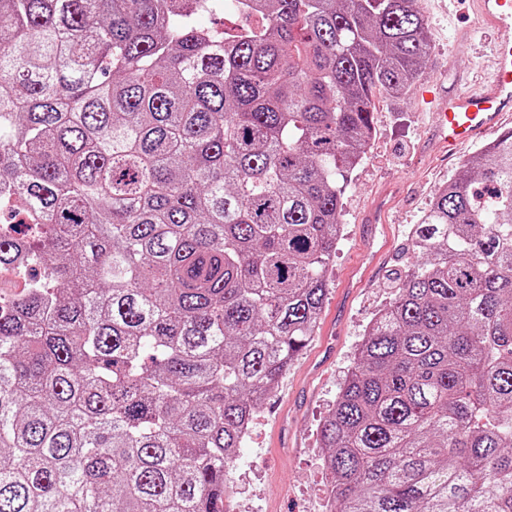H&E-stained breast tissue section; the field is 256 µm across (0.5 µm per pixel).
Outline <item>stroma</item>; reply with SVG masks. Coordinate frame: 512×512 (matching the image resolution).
Returning a JSON list of instances; mask_svg holds the SVG:
<instances>
[{"mask_svg":"<svg viewBox=\"0 0 512 512\" xmlns=\"http://www.w3.org/2000/svg\"><path fill=\"white\" fill-rule=\"evenodd\" d=\"M431 30L429 74L467 73L479 83L491 40L458 46V31L475 28L469 0H420ZM375 132L342 198L343 236L329 267L318 329L259 407L252 429L225 480L237 486L240 512H326L329 476L317 430L336 402L358 345L377 313L395 295L397 275L413 261L409 231L435 192L454 176L472 146L448 150L435 137L431 112L410 89L404 98L380 93ZM384 209L388 247L371 282L344 289L365 244L369 213Z\"/></svg>","mask_w":512,"mask_h":512,"instance_id":"1","label":"stroma"}]
</instances>
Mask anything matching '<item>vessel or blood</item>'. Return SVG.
<instances>
[{
  "label": "vessel or blood",
  "instance_id": "1",
  "mask_svg": "<svg viewBox=\"0 0 512 512\" xmlns=\"http://www.w3.org/2000/svg\"><path fill=\"white\" fill-rule=\"evenodd\" d=\"M483 32L512 26V0H470ZM436 133L448 146L497 133L512 112V45L500 44L489 63V75L477 88L440 99Z\"/></svg>",
  "mask_w": 512,
  "mask_h": 512
}]
</instances>
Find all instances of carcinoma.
I'll use <instances>...</instances> for the list:
<instances>
[{
    "mask_svg": "<svg viewBox=\"0 0 512 512\" xmlns=\"http://www.w3.org/2000/svg\"><path fill=\"white\" fill-rule=\"evenodd\" d=\"M429 52L419 0H0V512H231ZM410 248L318 432L331 512H512V130Z\"/></svg>",
    "mask_w": 512,
    "mask_h": 512,
    "instance_id": "carcinoma-1",
    "label": "carcinoma"
}]
</instances>
